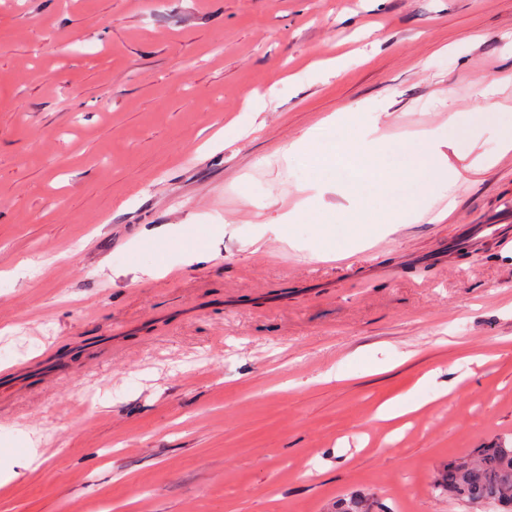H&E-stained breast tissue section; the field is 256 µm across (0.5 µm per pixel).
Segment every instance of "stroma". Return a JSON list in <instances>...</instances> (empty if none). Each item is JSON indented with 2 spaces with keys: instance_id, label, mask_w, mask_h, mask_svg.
I'll return each instance as SVG.
<instances>
[{
  "instance_id": "35a3bbf8",
  "label": "stroma",
  "mask_w": 512,
  "mask_h": 512,
  "mask_svg": "<svg viewBox=\"0 0 512 512\" xmlns=\"http://www.w3.org/2000/svg\"><path fill=\"white\" fill-rule=\"evenodd\" d=\"M511 71L512 0H0V512H479L432 479L512 444ZM338 112L491 166L310 259L272 223L355 199L284 151ZM303 190L304 191H314L315 194L313 195V197H308V198L304 199L303 202L301 203V206L298 209H294L292 211H287V212L283 213L280 216V219H279V222L277 225L296 224V221H298L302 218L304 212L307 209H310L313 207L322 208L321 200L323 201L322 195L324 192L322 185L310 184V185L305 186L303 188ZM323 211H324L323 222H321L319 224H321V225L331 224L329 222V217H328L329 214L324 209H323Z\"/></svg>"
}]
</instances>
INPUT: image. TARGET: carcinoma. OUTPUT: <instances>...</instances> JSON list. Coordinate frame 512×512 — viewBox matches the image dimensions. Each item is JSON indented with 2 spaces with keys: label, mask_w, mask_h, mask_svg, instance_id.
Listing matches in <instances>:
<instances>
[{
  "label": "carcinoma",
  "mask_w": 512,
  "mask_h": 512,
  "mask_svg": "<svg viewBox=\"0 0 512 512\" xmlns=\"http://www.w3.org/2000/svg\"><path fill=\"white\" fill-rule=\"evenodd\" d=\"M435 486L450 499L512 512V446L478 448L450 460L437 472ZM371 506L368 497L352 493L337 504V512H371Z\"/></svg>",
  "instance_id": "obj_1"
}]
</instances>
